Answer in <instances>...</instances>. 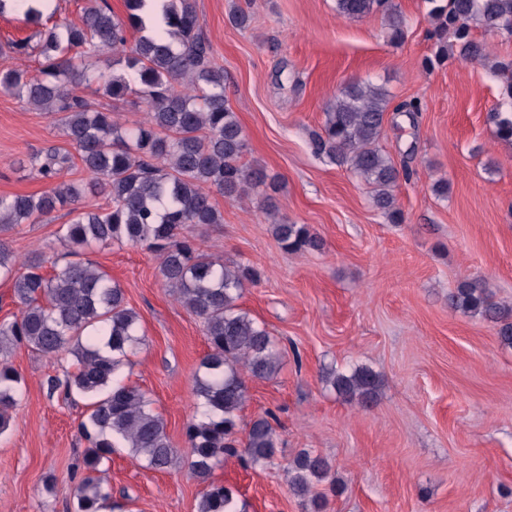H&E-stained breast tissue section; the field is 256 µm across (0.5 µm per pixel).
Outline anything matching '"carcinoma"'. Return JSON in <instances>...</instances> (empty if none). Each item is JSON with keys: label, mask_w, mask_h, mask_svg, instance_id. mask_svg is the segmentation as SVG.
<instances>
[{"label": "carcinoma", "mask_w": 512, "mask_h": 512, "mask_svg": "<svg viewBox=\"0 0 512 512\" xmlns=\"http://www.w3.org/2000/svg\"><path fill=\"white\" fill-rule=\"evenodd\" d=\"M147 0H124L125 16L107 0H94L81 22H42L43 12L29 7L26 22L35 26L24 40L7 43L12 53L38 58V74L0 70V94L13 96L48 114L77 151L88 174L85 182L62 179L72 163L67 152L53 150L38 164L50 183L39 195L0 196V279L12 284L20 316L0 322V434L10 425L21 375L5 359L17 345L48 357L67 352L76 370L66 393L90 399L78 429L88 443L81 476L73 489L76 512H100L111 499L106 464L115 441L157 471L187 467L204 485L197 512H236L232 490L210 481L226 454L242 452L253 466L274 463L277 435L267 413L245 425L238 439L239 413L247 398L246 379L273 377L282 353L265 325L238 304L245 283L258 278L248 263L228 264L198 248L192 228L221 224L214 194L241 199L267 187L268 176L243 161L247 147L236 113L224 95V69L214 62L203 36L196 0H159L161 19L152 35L129 42L141 31L139 16ZM438 62L455 54L482 61L484 45L475 27L492 37L512 40V0H428ZM337 12L350 19L374 12L384 15L390 43L404 41L407 20L393 0H336ZM134 74L112 70L111 57ZM495 70L505 95L512 99V59ZM130 98L144 106L142 120L126 127L115 113L91 104ZM388 93L380 86L352 82L326 112L316 150L336 159L370 188L375 205L399 222L394 188L400 171L381 145ZM498 137L512 142V116L492 113ZM102 194L105 203L88 209L79 202ZM67 209L59 239L79 256L45 272L42 255L16 262L5 238L19 224H32ZM288 252L317 250L322 242L306 224L280 220L271 225ZM114 243L141 246L158 259L170 294L202 324L209 351L194 375L197 412L185 426L186 448L173 446L162 415L146 393L118 379L129 354L141 343L140 316L128 306L120 284L99 266L80 258L82 251ZM448 307L480 316L498 327L500 341L512 346V306L494 301L480 284L462 280L448 293ZM325 382L348 403L375 402L380 380L370 368L350 373L326 372ZM288 486L304 512H325L320 484L336 494L341 483L331 461L301 450L287 465Z\"/></svg>", "instance_id": "carcinoma-1"}]
</instances>
